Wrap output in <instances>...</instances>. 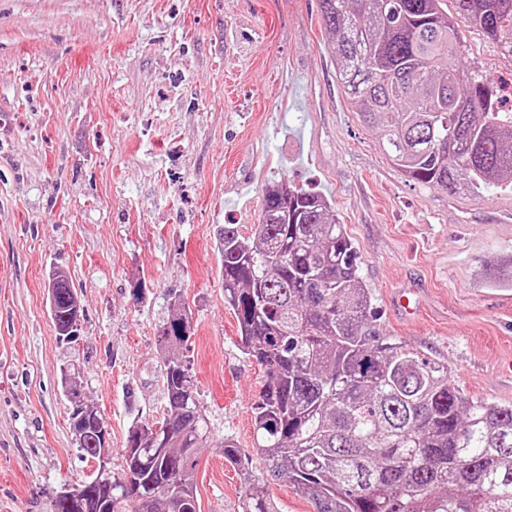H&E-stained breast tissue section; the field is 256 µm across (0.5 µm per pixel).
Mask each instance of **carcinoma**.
I'll return each instance as SVG.
<instances>
[{
    "instance_id": "carcinoma-1",
    "label": "carcinoma",
    "mask_w": 512,
    "mask_h": 512,
    "mask_svg": "<svg viewBox=\"0 0 512 512\" xmlns=\"http://www.w3.org/2000/svg\"><path fill=\"white\" fill-rule=\"evenodd\" d=\"M320 0L337 78L382 147L416 183L453 196L512 190V112L498 109L488 77L460 72L457 17L512 57V0ZM224 304L242 351L265 374L253 411L254 443L267 477L306 495L314 512H512V405L473 400L448 367L383 334L359 275L356 249L327 200L283 183L268 188L262 223L249 237L218 230ZM51 319L79 338L83 313L60 271ZM180 313L159 344L166 395L162 441L135 418L112 485L89 484L53 512H201L195 456L210 430L190 361L173 352L191 336ZM65 396L82 454L100 459L104 427L77 385ZM242 512H276L251 471Z\"/></svg>"
}]
</instances>
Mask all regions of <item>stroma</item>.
Listing matches in <instances>:
<instances>
[{
	"instance_id": "stroma-1",
	"label": "stroma",
	"mask_w": 512,
	"mask_h": 512,
	"mask_svg": "<svg viewBox=\"0 0 512 512\" xmlns=\"http://www.w3.org/2000/svg\"><path fill=\"white\" fill-rule=\"evenodd\" d=\"M460 64L499 85L512 59L469 22ZM319 0H0V512H51L91 479L69 425L70 373L112 434L161 424L158 329L181 305L211 427L201 512H241L256 476L252 408L264 372L224 303L221 225L250 236L267 187L326 197L353 242L382 332L444 363L471 399L512 404V193L448 195L409 181L345 95ZM84 310L60 342L53 270Z\"/></svg>"
}]
</instances>
